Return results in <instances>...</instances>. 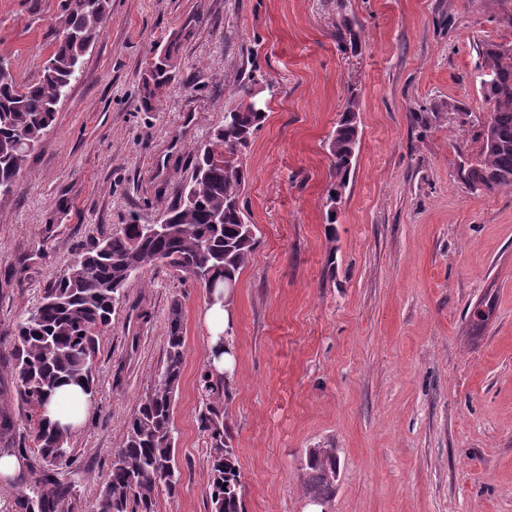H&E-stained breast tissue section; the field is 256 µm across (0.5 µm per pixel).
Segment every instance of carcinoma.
Here are the masks:
<instances>
[{
    "instance_id": "carcinoma-1",
    "label": "carcinoma",
    "mask_w": 512,
    "mask_h": 512,
    "mask_svg": "<svg viewBox=\"0 0 512 512\" xmlns=\"http://www.w3.org/2000/svg\"><path fill=\"white\" fill-rule=\"evenodd\" d=\"M110 0H62L61 27L49 58L28 83L0 71V188L14 189L32 151L21 144L37 143L53 122L56 107L76 79L81 58L97 42L109 13ZM494 59L493 80L482 86L489 103V128L465 179L470 190L512 189V54L481 51ZM176 46L156 58L142 82V107L149 110L176 77ZM235 103L224 111V124L213 130L207 150L195 156L190 181L178 203H160L167 232L150 236L125 224L84 248L44 289L40 304L0 336L14 337V392L29 407V437L37 460L17 481L29 492L16 497L13 512H64L73 484L59 478L69 463L71 427L50 422L45 407L62 384L80 386L93 395V362L101 332L125 299V288L137 268L165 267L188 276L202 271L223 287L238 282L249 264L258 238L257 225L242 204L247 178L242 159L267 118V105L257 109L251 87L235 92ZM360 103L351 89L330 137L329 181L325 219L328 236L335 235L336 212L331 203L345 194L360 144ZM224 153V164L211 153ZM186 349L182 303L171 300L167 315L164 361L127 420L123 444L100 490L97 512H156L159 492H177L181 471L176 457L173 412ZM0 389V400L12 394ZM199 425L210 443L209 497L211 512H245L241 468L230 444L224 406L203 403ZM0 443L7 453L22 454L10 421L0 420ZM337 459L331 448L307 453L302 488L310 498L330 501L336 493Z\"/></svg>"
}]
</instances>
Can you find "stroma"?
Segmentation results:
<instances>
[{
    "instance_id": "1",
    "label": "stroma",
    "mask_w": 512,
    "mask_h": 512,
    "mask_svg": "<svg viewBox=\"0 0 512 512\" xmlns=\"http://www.w3.org/2000/svg\"><path fill=\"white\" fill-rule=\"evenodd\" d=\"M60 16V0H0V60L18 82L38 75ZM344 16L358 51L336 38ZM172 42L178 76L143 111L147 63ZM492 43L512 45V0H110L101 38L0 196V323L37 307L82 248L152 223L189 181L232 89L263 76L275 92L243 193L258 244L239 277L236 371L219 398L246 512H309L300 475L311 448L337 457L324 512H512V190L475 193L460 175L489 112L479 69ZM351 86L361 143L331 240L328 140ZM418 112L448 118L422 127ZM174 297L182 480L156 512H210L198 422L206 295L165 268L129 283L101 336L71 440L69 512L97 503L163 358Z\"/></svg>"
}]
</instances>
